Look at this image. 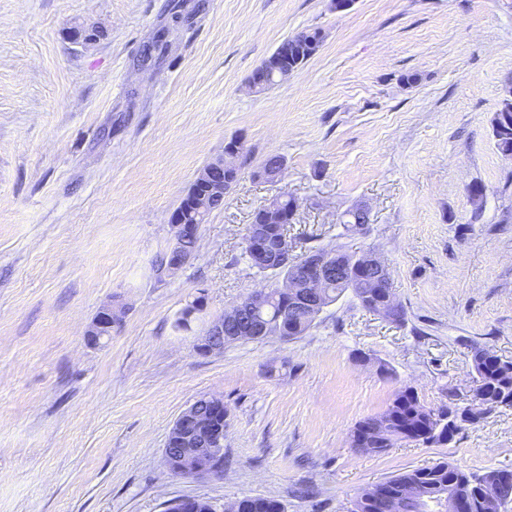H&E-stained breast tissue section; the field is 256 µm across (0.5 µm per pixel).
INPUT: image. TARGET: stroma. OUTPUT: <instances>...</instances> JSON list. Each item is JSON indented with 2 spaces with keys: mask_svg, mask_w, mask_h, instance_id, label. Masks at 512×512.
<instances>
[{
  "mask_svg": "<svg viewBox=\"0 0 512 512\" xmlns=\"http://www.w3.org/2000/svg\"><path fill=\"white\" fill-rule=\"evenodd\" d=\"M96 27L87 44L74 27ZM318 53L288 82L253 72L298 31ZM165 31L163 55L143 50ZM512 82V0H0V512H163L174 498L274 497L346 512L367 486L446 460L512 471V408L445 447L351 444L402 387L471 396V349L512 360V158L491 119ZM239 139V179L172 279L154 264L197 171ZM277 181L254 175L268 156ZM484 207L473 217L470 186ZM297 201L294 254L387 263L405 318L351 295L306 334L205 356L194 336L273 287L244 255L254 211ZM362 202L372 222L346 230ZM204 297L192 331L176 321ZM126 313L99 345L87 326ZM224 400V471L177 477L170 427ZM120 314L112 303L101 307L86 330L87 339L91 342H98L104 337L102 335L106 329L112 334V327L114 328L121 321Z\"/></svg>",
  "mask_w": 512,
  "mask_h": 512,
  "instance_id": "obj_1",
  "label": "stroma"
}]
</instances>
